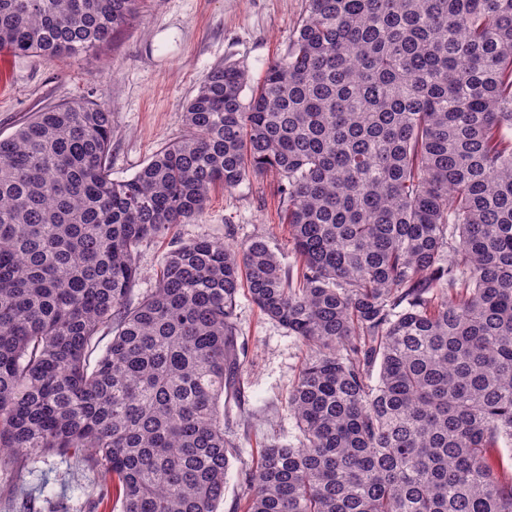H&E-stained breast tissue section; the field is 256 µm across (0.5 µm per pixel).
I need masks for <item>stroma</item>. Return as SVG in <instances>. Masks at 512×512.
<instances>
[{
    "label": "stroma",
    "instance_id": "obj_1",
    "mask_svg": "<svg viewBox=\"0 0 512 512\" xmlns=\"http://www.w3.org/2000/svg\"><path fill=\"white\" fill-rule=\"evenodd\" d=\"M308 0H141L136 16L104 47L48 62L38 56L0 57V136L32 113L74 99L112 110V178H131L154 152L185 133L181 113L206 73L232 62L259 82L281 57L306 13ZM276 178H250L232 191L216 189L204 215L143 246L133 295L155 286L171 239L209 237L238 245L262 236L282 264L293 261L279 220ZM241 378L224 404L232 415L224 433L242 460L252 461L271 438L296 444L288 393L314 352L268 319L247 295L236 308ZM98 470L75 455L26 454L0 459V512H103L92 488Z\"/></svg>",
    "mask_w": 512,
    "mask_h": 512
}]
</instances>
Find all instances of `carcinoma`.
Returning a JSON list of instances; mask_svg holds the SVG:
<instances>
[{"label":"carcinoma","mask_w":512,"mask_h":512,"mask_svg":"<svg viewBox=\"0 0 512 512\" xmlns=\"http://www.w3.org/2000/svg\"><path fill=\"white\" fill-rule=\"evenodd\" d=\"M139 4L0 0V53L108 45ZM181 118L121 181L105 104L0 139V457L79 454L120 512H217L244 291L318 355L298 445L241 464L234 512H512V0H308L259 85L219 63ZM269 172L296 271L201 237L127 303L144 243Z\"/></svg>","instance_id":"cac0c4a2"}]
</instances>
